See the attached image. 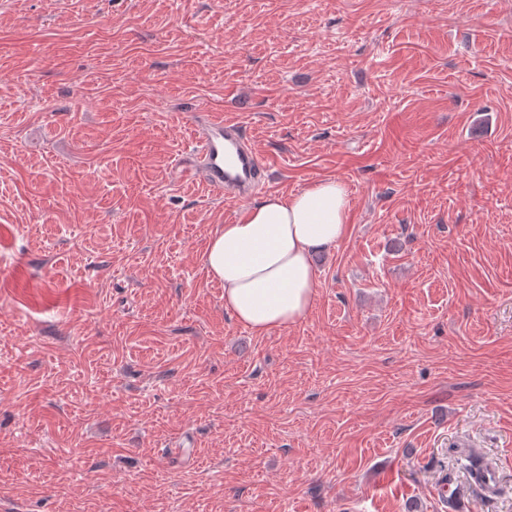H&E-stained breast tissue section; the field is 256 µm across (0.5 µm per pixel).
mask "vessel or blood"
Instances as JSON below:
<instances>
[{"label":"vessel or blood","instance_id":"obj_1","mask_svg":"<svg viewBox=\"0 0 512 512\" xmlns=\"http://www.w3.org/2000/svg\"><path fill=\"white\" fill-rule=\"evenodd\" d=\"M188 173L213 192L238 200L250 197L265 178L242 127L211 112L195 119Z\"/></svg>","mask_w":512,"mask_h":512}]
</instances>
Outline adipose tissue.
<instances>
[{
  "label": "adipose tissue",
  "mask_w": 512,
  "mask_h": 512,
  "mask_svg": "<svg viewBox=\"0 0 512 512\" xmlns=\"http://www.w3.org/2000/svg\"><path fill=\"white\" fill-rule=\"evenodd\" d=\"M346 187L324 179L291 194H270L213 232L204 264L224 288V308L254 335L302 320L316 298L313 255L336 245L348 228Z\"/></svg>",
  "instance_id": "ef3b65f1"
}]
</instances>
